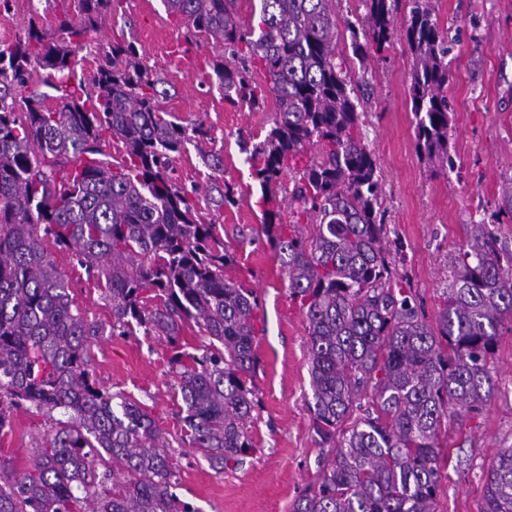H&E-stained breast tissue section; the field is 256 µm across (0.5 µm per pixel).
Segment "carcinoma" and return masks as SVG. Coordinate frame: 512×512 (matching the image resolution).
Returning a JSON list of instances; mask_svg holds the SVG:
<instances>
[{
    "label": "carcinoma",
    "instance_id": "cac0c4a2",
    "mask_svg": "<svg viewBox=\"0 0 512 512\" xmlns=\"http://www.w3.org/2000/svg\"><path fill=\"white\" fill-rule=\"evenodd\" d=\"M163 2L189 33L222 48L213 73L227 101L258 110L270 95L277 102L251 155L260 160L262 231L305 315L313 430L331 448L292 512H437L442 429L494 390L488 364L512 318V250L485 221L472 224L436 323H426L391 270L358 85L336 63L335 0H259L246 21L239 0ZM362 2L366 13L347 28L364 62L397 32L399 0ZM408 2L417 145L452 170V38L422 0ZM73 3L54 32L33 25L0 44V432L19 408L55 424L30 468L0 462V512H196L171 491L174 472L148 412L93 378L87 337L98 327L43 240L98 280L112 335L166 338L181 439L220 469L254 451L260 302L225 274L233 259L224 239L168 174L189 145L222 169L202 147L208 131L159 106V80L131 42L112 44L96 94L75 81L76 56L97 43L112 0ZM39 70L43 92L30 90ZM112 141L121 143L114 155L105 151ZM291 169V223L312 225L307 236L282 224L276 189ZM190 324L199 355L181 342ZM483 512H512V448L488 471Z\"/></svg>",
    "mask_w": 512,
    "mask_h": 512
}]
</instances>
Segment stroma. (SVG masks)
Segmentation results:
<instances>
[{"mask_svg": "<svg viewBox=\"0 0 512 512\" xmlns=\"http://www.w3.org/2000/svg\"><path fill=\"white\" fill-rule=\"evenodd\" d=\"M441 28L453 37L448 55V99L453 118L448 144L456 167L446 170L417 147L409 86L412 58L404 36L358 62L347 21L365 13L362 0H338L336 57L370 93L363 132L379 167L387 249L398 255L424 320L435 324L451 256L466 244L473 222L499 215L502 190L512 176V0H424ZM62 0H8L0 6V43L14 41L29 26L54 29ZM134 42L152 74L164 81L159 104L179 123L203 125L224 169L212 174L195 150L176 155L173 177L193 191L208 222L234 256L228 275L254 288L261 304L257 328L259 365L254 376L259 401L251 423L254 454L237 467L214 471L180 438L179 400L165 338L112 335V312L96 278L69 253L52 256L67 275L75 305L101 327L90 339V369L98 385L140 402L165 433L179 498L196 512H291L295 500L318 481L330 453L316 436L309 404V336L305 316L289 296L281 258L263 234L261 195L250 153L276 118L274 102L252 109L224 98L212 75L216 56L207 38L188 37L169 17L162 0H116L98 36L102 51L114 41ZM231 187L234 204L214 208L213 188ZM495 231L512 249V217L499 215ZM495 392L479 410L448 428L442 491L437 512H482L487 471L501 449L512 448V319L499 328L489 361ZM51 423L14 411L0 433V456L17 470L30 465L32 450L46 440Z\"/></svg>", "mask_w": 512, "mask_h": 512, "instance_id": "stroma-1", "label": "stroma"}]
</instances>
